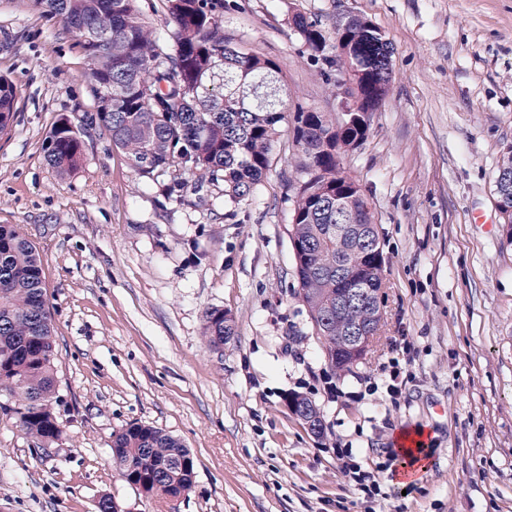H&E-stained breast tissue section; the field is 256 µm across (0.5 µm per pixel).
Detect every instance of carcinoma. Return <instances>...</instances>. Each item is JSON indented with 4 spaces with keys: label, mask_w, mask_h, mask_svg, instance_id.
I'll list each match as a JSON object with an SVG mask.
<instances>
[{
    "label": "carcinoma",
    "mask_w": 512,
    "mask_h": 512,
    "mask_svg": "<svg viewBox=\"0 0 512 512\" xmlns=\"http://www.w3.org/2000/svg\"><path fill=\"white\" fill-rule=\"evenodd\" d=\"M38 0L44 11L68 26L81 20L106 38H87L82 46L92 64L97 127L124 151L141 177H169V194L203 183H221L224 197L239 204L253 197L271 167L274 143L281 135L286 101L271 59L245 49L224 33V0H166L172 51L162 54L157 31L138 0ZM290 25L313 60L326 53L328 37L317 21L296 13ZM336 42L348 68L355 71L356 96L368 107L381 106L393 76V48L372 22L356 18L336 26ZM111 104H105L106 93ZM19 89L0 78V135L10 130ZM369 128L345 125L337 112L302 106L293 115V140L301 160L288 176L294 207L289 224L299 295L306 297L310 320L328 312L332 365L350 366V355L336 350V325L363 319L365 308L336 299L349 288H383L382 251L349 257L338 224H369L354 185L358 181L336 163L364 141ZM83 156L80 126L60 118L46 138L47 163L60 173L73 170ZM506 237L512 241V149L503 155L496 178ZM344 207L336 211V198ZM229 313L205 312L202 336L215 351L234 335ZM54 326L47 302L41 256L17 224H0V393L12 401L18 427L39 444L59 440L62 427L52 406L56 391ZM112 467L148 498L172 501L193 486L195 463L173 435L138 422L113 434Z\"/></svg>",
    "instance_id": "cac0c4a2"
}]
</instances>
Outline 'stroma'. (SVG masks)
<instances>
[{"instance_id":"1","label":"stroma","mask_w":512,"mask_h":512,"mask_svg":"<svg viewBox=\"0 0 512 512\" xmlns=\"http://www.w3.org/2000/svg\"><path fill=\"white\" fill-rule=\"evenodd\" d=\"M334 32L356 15L394 48L393 81L366 140L344 160L379 226L382 326L365 359L329 365L299 298L283 130L252 200L223 185L170 196L108 138H84L78 169L44 157L61 117L95 114L77 33L37 0H0V75L18 112L0 136V224L39 249L55 327L61 439L45 450L0 394V512H512V243L496 176L512 147V0H224V31L274 60L289 105L336 109L323 64L291 29ZM229 312L221 351L207 309ZM403 385L387 390L391 371ZM307 395L316 437L286 405ZM139 422L195 461L192 489L145 497L110 463L112 435ZM427 439L430 467L392 480L399 432ZM381 486L367 501L334 452ZM234 333L233 318L228 312L217 308L205 312L202 336L210 350H219L216 346L219 342L224 343V336H234Z\"/></svg>"}]
</instances>
